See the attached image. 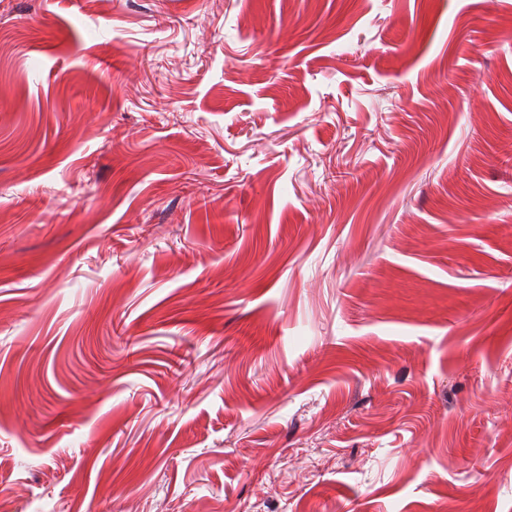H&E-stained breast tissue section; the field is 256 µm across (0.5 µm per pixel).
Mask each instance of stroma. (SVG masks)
Returning <instances> with one entry per match:
<instances>
[{
    "label": "stroma",
    "mask_w": 512,
    "mask_h": 512,
    "mask_svg": "<svg viewBox=\"0 0 512 512\" xmlns=\"http://www.w3.org/2000/svg\"><path fill=\"white\" fill-rule=\"evenodd\" d=\"M0 497L512 512V0H0Z\"/></svg>",
    "instance_id": "stroma-1"
}]
</instances>
